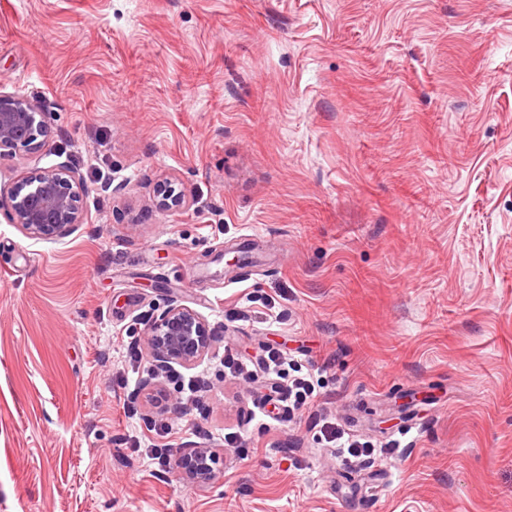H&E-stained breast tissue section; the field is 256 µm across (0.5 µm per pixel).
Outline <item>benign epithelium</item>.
<instances>
[{
  "label": "benign epithelium",
  "instance_id": "1",
  "mask_svg": "<svg viewBox=\"0 0 512 512\" xmlns=\"http://www.w3.org/2000/svg\"><path fill=\"white\" fill-rule=\"evenodd\" d=\"M49 128L42 102L18 94L0 93V157L41 150ZM83 177L67 164L36 167L9 186L14 223L23 230L46 238H61L86 222ZM158 206L176 210L185 206L182 192L169 182L158 189ZM206 320L186 305L172 303L147 329V344L153 368L170 364L190 366L206 355L211 346ZM216 458L206 448H194L178 458L183 479L205 482L213 476Z\"/></svg>",
  "mask_w": 512,
  "mask_h": 512
}]
</instances>
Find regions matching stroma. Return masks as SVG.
Returning a JSON list of instances; mask_svg holds the SVG:
<instances>
[{"label":"stroma","mask_w":512,"mask_h":512,"mask_svg":"<svg viewBox=\"0 0 512 512\" xmlns=\"http://www.w3.org/2000/svg\"><path fill=\"white\" fill-rule=\"evenodd\" d=\"M0 92L50 130L0 186H87L59 240L0 197V512H512V0H0ZM173 302L214 332L184 406L128 354ZM228 346L314 364L316 420ZM161 419L214 479L134 450ZM326 432L328 435L329 442L334 443V447L336 448H347V454L353 457H357L360 455H371L376 451L375 448H371L370 445H367L368 442L361 443L359 441H349L347 438L344 439V432L339 428L338 424L335 422L325 423ZM323 425V427H324ZM216 458L207 448H194L178 458V471L183 479L192 482H205L213 476Z\"/></svg>","instance_id":"35a3bbf8"}]
</instances>
